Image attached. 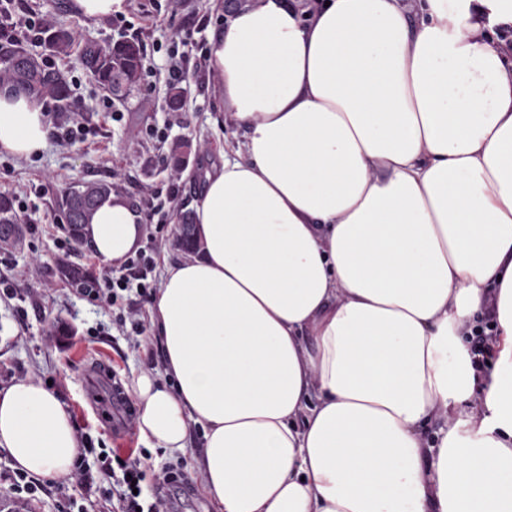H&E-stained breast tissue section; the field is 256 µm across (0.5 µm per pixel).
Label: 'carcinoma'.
<instances>
[{"mask_svg": "<svg viewBox=\"0 0 512 512\" xmlns=\"http://www.w3.org/2000/svg\"><path fill=\"white\" fill-rule=\"evenodd\" d=\"M45 48L53 55L67 59L77 55L82 68L91 75L98 86L121 99L137 87L143 69V46L137 39H124L102 46L86 42L79 46L73 31L59 22L47 26L42 33ZM0 93L18 95L42 101L46 98L56 103L60 112L70 111L71 89L62 71L47 65L30 53L22 42L11 37L8 25L0 20ZM193 151L188 139L174 142L169 156L174 173L184 170V165ZM110 193V182H85L67 191L61 200L66 224L71 237L83 240L84 228L98 205ZM192 217H180L177 243L187 253H194L199 243ZM0 247H14L22 241L23 230L12 199L0 193ZM60 275L73 285L91 286L90 272L84 268L59 263Z\"/></svg>", "mask_w": 512, "mask_h": 512, "instance_id": "cac0c4a2", "label": "carcinoma"}]
</instances>
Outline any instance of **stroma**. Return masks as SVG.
Returning <instances> with one entry per match:
<instances>
[{"instance_id": "obj_1", "label": "stroma", "mask_w": 512, "mask_h": 512, "mask_svg": "<svg viewBox=\"0 0 512 512\" xmlns=\"http://www.w3.org/2000/svg\"><path fill=\"white\" fill-rule=\"evenodd\" d=\"M123 20L95 21L80 15L74 0H22L23 9L43 15L47 24L66 23L78 42L106 45L119 39H139L144 62L152 69L154 91L144 97L132 91L122 101L97 87L76 58L55 60L71 84L70 117L85 127L84 139L70 142L49 136L46 148L34 156L18 158L0 151V193L23 204L20 218L24 238L20 247L0 249V272L9 275L13 294L0 293V386L27 375L50 383L74 416L86 447L127 455L141 450L146 471L153 474L175 464L182 472L172 490L170 512H212L202 491L195 459L201 453L199 433H192L186 452L168 453L143 447L138 435L124 431L111 416L106 381L92 377L90 367L99 363L129 383L144 369L161 370L162 351L156 340L138 343L128 328L120 327L111 309L82 301L57 264L66 260L96 277L119 276L121 268L100 259L92 246L72 244L58 249L67 237L60 206L71 187L87 181H108L133 209H142L140 187H167L170 172L163 159L172 141L189 138L198 150L181 173L174 203L178 213L192 211L203 189L205 169L219 163L217 154L235 130L224 120V106L213 94L212 79H198L188 72L182 84L184 102L179 110L167 105L169 51L178 31L193 30L195 47L191 62L207 59L211 29L224 17V0H125ZM158 135H151V128ZM64 322L71 335L56 336L52 326ZM47 491L30 501L32 512H68L69 499L81 501L84 512H108L110 505L98 497L83 498L78 487Z\"/></svg>"}]
</instances>
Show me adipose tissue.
Returning <instances> with one entry per match:
<instances>
[{
  "instance_id": "ef3b65f1",
  "label": "adipose tissue",
  "mask_w": 512,
  "mask_h": 512,
  "mask_svg": "<svg viewBox=\"0 0 512 512\" xmlns=\"http://www.w3.org/2000/svg\"><path fill=\"white\" fill-rule=\"evenodd\" d=\"M512 0H245L209 41L243 138L194 205L200 251L151 305L164 370L134 374L141 442L185 451L215 512H512ZM39 102L0 96L30 157ZM142 216L115 195L86 235L114 266ZM491 312L476 377L470 333ZM0 448L66 481L60 396L0 388Z\"/></svg>"
}]
</instances>
